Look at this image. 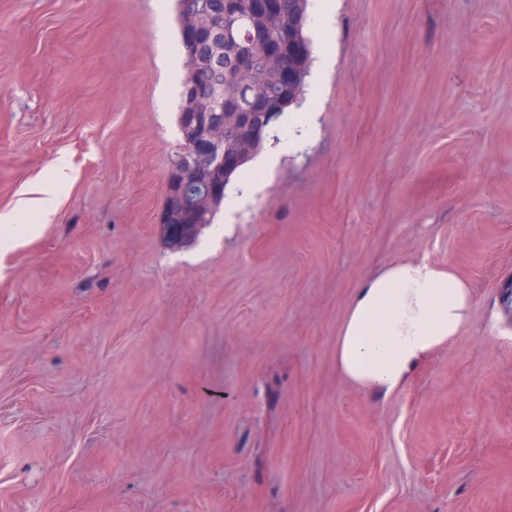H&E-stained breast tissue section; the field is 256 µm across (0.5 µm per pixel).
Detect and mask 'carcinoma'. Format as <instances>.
<instances>
[{
	"label": "carcinoma",
	"instance_id": "1",
	"mask_svg": "<svg viewBox=\"0 0 512 512\" xmlns=\"http://www.w3.org/2000/svg\"><path fill=\"white\" fill-rule=\"evenodd\" d=\"M225 2L209 0L211 7L202 13L195 8L197 0H176V14L181 34L196 26L212 30L224 27L234 32L232 40L224 41V54L217 67L209 63L212 50L208 46L202 47L196 58L182 51L187 70L183 86L194 84L203 94L213 97L210 121L224 123L222 109L227 95L239 88L241 95L235 99V106L246 119L262 125L263 136L257 138L252 151L224 170L227 182L256 155L270 127L286 115L304 92L309 66L299 68L298 84L291 92L281 77V72L294 66L286 32H291L297 42L308 45L310 41L304 35L308 0H284L282 10L271 18L265 13L262 0H240L231 14L225 11Z\"/></svg>",
	"mask_w": 512,
	"mask_h": 512
}]
</instances>
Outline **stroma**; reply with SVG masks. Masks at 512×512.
I'll use <instances>...</instances> for the list:
<instances>
[{"label": "stroma", "mask_w": 512, "mask_h": 512, "mask_svg": "<svg viewBox=\"0 0 512 512\" xmlns=\"http://www.w3.org/2000/svg\"><path fill=\"white\" fill-rule=\"evenodd\" d=\"M317 135L171 251V0H0V512H512V0H337ZM449 264L468 325L384 401L336 367L354 289ZM41 197L28 199L21 202L18 209L4 211L0 213L1 231H5L6 238L19 240L31 235L34 232V224H19V214L27 211L36 212L43 223H47L55 211V202L53 199L45 196V192L38 191Z\"/></svg>", "instance_id": "35a3bbf8"}]
</instances>
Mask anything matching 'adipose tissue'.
Segmentation results:
<instances>
[{
	"label": "adipose tissue",
	"instance_id": "ef3b65f1",
	"mask_svg": "<svg viewBox=\"0 0 512 512\" xmlns=\"http://www.w3.org/2000/svg\"><path fill=\"white\" fill-rule=\"evenodd\" d=\"M32 211L49 221L53 199L41 196L0 213L7 238L31 235L19 221ZM472 294L452 267L429 259L394 261L355 289L336 340V364L356 391L386 400L410 382L421 364L448 345L468 324Z\"/></svg>",
	"mask_w": 512,
	"mask_h": 512
}]
</instances>
